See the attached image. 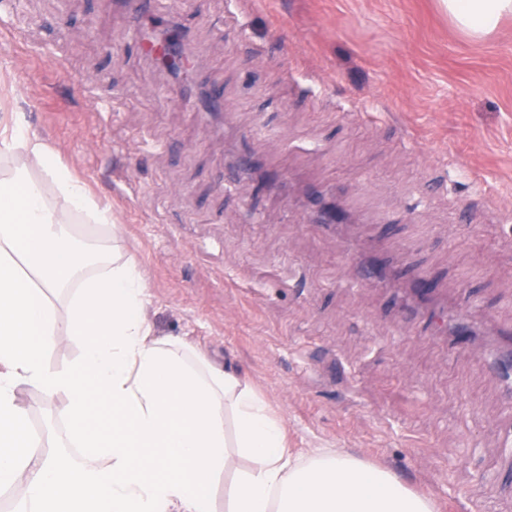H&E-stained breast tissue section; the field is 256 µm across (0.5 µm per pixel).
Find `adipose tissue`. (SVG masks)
<instances>
[{"label": "adipose tissue", "mask_w": 512, "mask_h": 512, "mask_svg": "<svg viewBox=\"0 0 512 512\" xmlns=\"http://www.w3.org/2000/svg\"><path fill=\"white\" fill-rule=\"evenodd\" d=\"M474 40L512 0H441ZM84 184L20 121L0 132V489L24 485L19 512H434L431 496L343 450L294 456L285 428L234 369L193 363L143 315L145 277L130 259L89 273L75 218H96ZM70 293L67 318L54 295ZM74 368L45 360L62 336ZM66 394L73 452L34 448L18 393Z\"/></svg>", "instance_id": "obj_1"}]
</instances>
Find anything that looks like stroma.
Listing matches in <instances>:
<instances>
[{
    "instance_id": "35a3bbf8",
    "label": "stroma",
    "mask_w": 512,
    "mask_h": 512,
    "mask_svg": "<svg viewBox=\"0 0 512 512\" xmlns=\"http://www.w3.org/2000/svg\"><path fill=\"white\" fill-rule=\"evenodd\" d=\"M156 9L13 0L0 25V120L20 113L112 212L77 241L134 259L154 336L231 364L292 451L346 449L438 512H512V410L483 362L512 322V17L472 41L439 0ZM138 23L191 65L145 53ZM324 202L346 224H319ZM375 252L396 275L349 287ZM423 275L478 309L456 347L438 305L428 332L399 323ZM19 400L32 437L69 445L65 395Z\"/></svg>"
}]
</instances>
